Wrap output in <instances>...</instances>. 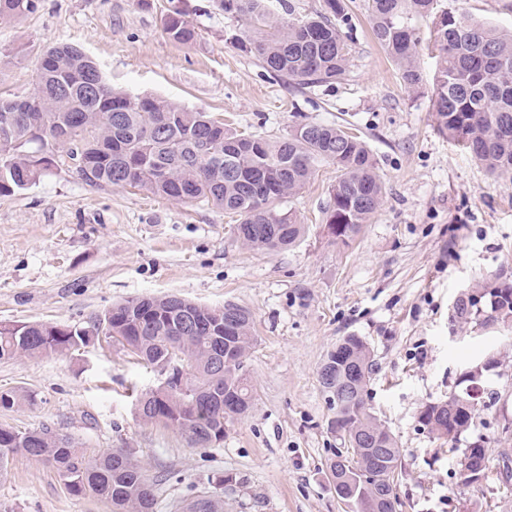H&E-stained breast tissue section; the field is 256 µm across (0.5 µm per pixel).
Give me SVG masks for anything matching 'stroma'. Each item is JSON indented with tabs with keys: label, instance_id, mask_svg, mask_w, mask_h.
<instances>
[{
	"label": "stroma",
	"instance_id": "35a3bbf8",
	"mask_svg": "<svg viewBox=\"0 0 512 512\" xmlns=\"http://www.w3.org/2000/svg\"><path fill=\"white\" fill-rule=\"evenodd\" d=\"M346 2L355 36L346 71L304 92L229 43L248 25L214 0H189L199 36L187 44L163 31L167 0H37L24 17L0 18V91L31 94L44 48L72 45L114 89L209 112L240 132L276 140L305 122L347 128L371 149L386 191L352 244L336 245L323 209L337 172L321 165L287 203L304 236L262 252L241 244L237 215L221 207L92 187L65 166L0 196V323L73 326L129 298L176 295L245 308L256 336L244 360L252 407L226 424L220 443L193 447L178 430L143 421L136 396L163 377L103 340L0 360V391L32 396L0 408V426L49 425L90 454L126 449L156 483L157 512H178L214 487L224 512H348L330 476L342 445L320 368L355 335L374 361L367 402L398 441L397 512H512V479L501 475L512 459V323H450L473 283L512 272V174L488 176L437 132L430 48L420 50L422 86L407 88L371 37L364 0ZM490 355L495 398L455 439L433 437L420 411L447 401L460 374ZM480 439L485 475L469 485L460 461ZM0 512L110 507L70 494L51 467L17 455L0 477Z\"/></svg>",
	"mask_w": 512,
	"mask_h": 512
}]
</instances>
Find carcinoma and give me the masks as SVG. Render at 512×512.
<instances>
[{
	"label": "carcinoma",
	"instance_id": "obj_1",
	"mask_svg": "<svg viewBox=\"0 0 512 512\" xmlns=\"http://www.w3.org/2000/svg\"><path fill=\"white\" fill-rule=\"evenodd\" d=\"M224 14L246 19L249 33L229 40L257 58L269 73L298 90L332 85L344 74L351 51L352 23L345 0H325V13L306 19L284 17L268 0H218ZM36 0H0V16H22ZM371 32L396 65L405 86L418 88L420 29L434 40L437 66L431 102L437 131L468 150L493 176L512 173V30L500 29L453 5V0H366ZM179 43L198 33L185 0H168L163 24ZM93 187H132L177 201L201 200L240 216L242 244L254 250L294 245L305 232L292 210L281 205L299 193L316 168L331 164L340 172L324 208L325 221L338 225L332 242L347 246L380 207L384 186L364 140L340 126L302 123L288 136L270 141L224 126L209 112L148 95L115 91L97 63L69 46L47 48L40 56L38 83L25 97L0 94V195L36 183L65 158ZM454 305L456 323L490 326L512 321V275L502 272L470 287ZM239 330L224 332V308L196 304L176 296L136 297L116 303L84 325L0 324V359L63 354L97 331L125 336L131 352L153 368L164 360L188 316L202 326L177 347L175 362L186 368L193 389L178 393L157 386L137 398L138 416L158 419L180 431L188 444L207 447L211 432L244 415L251 386L241 368L217 373L209 352L211 336L224 337L225 353L246 356L254 345L252 317L235 304ZM367 375L352 377L353 361ZM332 376L324 392L332 398L335 423L358 432L353 454L383 449V463L371 470L372 495L394 492L399 448L393 433L368 407L371 352L358 336H345L327 355ZM235 398L224 409L204 406L212 390ZM481 405L468 388L445 403H430L420 422L437 437L455 438L467 429ZM50 464L67 490L109 503L112 512H156V483L122 448L87 456L73 439L43 425L32 430L0 427V473L16 454ZM331 477L350 489L356 467L332 462ZM184 512H224L222 496L203 492Z\"/></svg>",
	"mask_w": 512,
	"mask_h": 512
}]
</instances>
